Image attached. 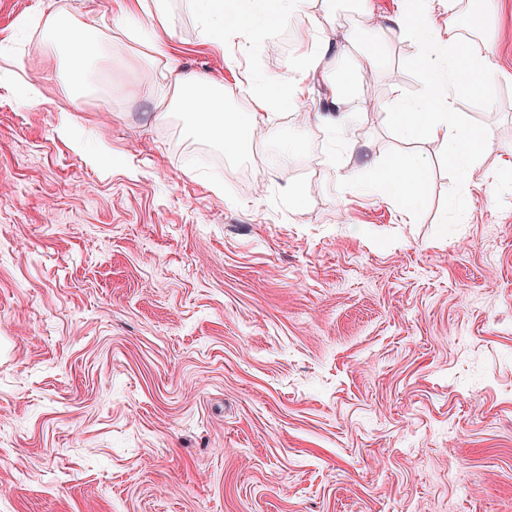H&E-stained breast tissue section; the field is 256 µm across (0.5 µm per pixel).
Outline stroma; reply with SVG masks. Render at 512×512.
I'll return each mask as SVG.
<instances>
[{"instance_id":"obj_1","label":"stroma","mask_w":512,"mask_h":512,"mask_svg":"<svg viewBox=\"0 0 512 512\" xmlns=\"http://www.w3.org/2000/svg\"><path fill=\"white\" fill-rule=\"evenodd\" d=\"M52 4L112 27L96 73L116 92L68 100L36 25L0 54V512H512V191L480 188L512 153V0L468 37L495 104L458 95L466 180L383 120L436 58L400 0H335L314 33L306 0L284 55L210 43L170 0L168 60L223 84L225 111L324 52L240 159L137 96L145 47L112 0ZM368 18L378 47L350 44ZM341 68L359 93L328 128ZM402 155L426 164L409 216L363 190Z\"/></svg>"}]
</instances>
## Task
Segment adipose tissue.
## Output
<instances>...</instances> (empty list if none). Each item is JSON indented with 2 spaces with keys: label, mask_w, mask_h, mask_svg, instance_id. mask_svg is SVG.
I'll return each mask as SVG.
<instances>
[{
  "label": "adipose tissue",
  "mask_w": 512,
  "mask_h": 512,
  "mask_svg": "<svg viewBox=\"0 0 512 512\" xmlns=\"http://www.w3.org/2000/svg\"><path fill=\"white\" fill-rule=\"evenodd\" d=\"M188 10L206 23L208 38L223 41L252 30L259 25L270 27L278 16L262 12V0H185ZM426 0H403L406 12L414 17L411 35L416 44L437 45L439 62L428 92L415 100L395 98L383 120L393 125L406 139L423 137L442 142L448 158L461 175H468L475 161V131L463 113L455 108L459 92L470 91L483 84L492 70L488 54L466 42L455 22L449 21L436 31L422 24ZM122 16L144 13L159 20L149 38L127 26L124 36L132 41H145L152 62L147 71L143 93L152 98L170 96L172 104L189 117L194 128L218 142L225 154L236 157L249 153L253 133L269 119L271 106L294 103L305 91L306 77L321 59L319 49L304 52V65L288 85L267 82L261 85L249 112H228L224 109V87L205 78L160 66L166 58L167 0H115ZM38 22L43 40L53 53L65 60L63 93L77 101L94 93L89 79L92 63L110 53L112 38L95 25L60 17L53 10H38L36 17H22L20 26ZM426 166L417 157H396L380 164L367 193L397 200L405 211H413L423 197Z\"/></svg>",
  "instance_id": "ef3b65f1"
}]
</instances>
